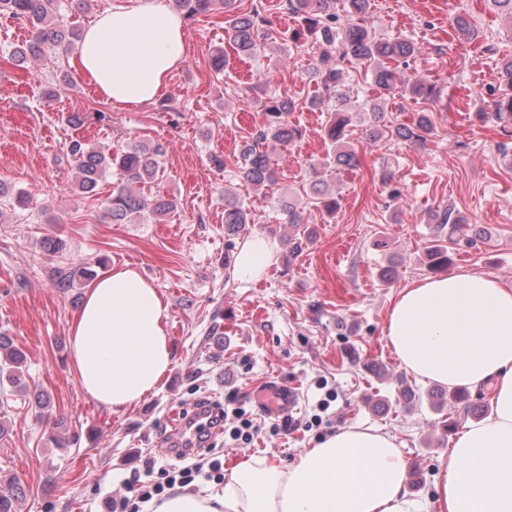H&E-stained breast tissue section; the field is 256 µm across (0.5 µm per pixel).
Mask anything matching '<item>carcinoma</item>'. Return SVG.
I'll use <instances>...</instances> for the list:
<instances>
[{"instance_id":"carcinoma-1","label":"carcinoma","mask_w":512,"mask_h":512,"mask_svg":"<svg viewBox=\"0 0 512 512\" xmlns=\"http://www.w3.org/2000/svg\"><path fill=\"white\" fill-rule=\"evenodd\" d=\"M176 10L191 18L225 8L233 0H172ZM288 12L299 17L315 39L318 50L315 73L319 76L311 104L336 103L331 119L325 127L324 143L332 151L312 164L318 176L310 185L314 207L329 214L336 212L337 200L326 189L320 179L332 170L352 168L357 165L355 149L344 147L351 123L350 113L345 111L347 101L343 63L364 66L370 76L371 86L377 98L383 99L396 93L415 101L428 100L435 96L436 89L427 83L398 84L399 62H408L417 53V44L410 38L397 36L380 38L367 25L366 14L369 0H287ZM57 0H0V15L25 21L32 27L31 39L17 46L8 63L24 62L28 58H58L68 54L72 46L81 39V30L66 19ZM266 20L256 8L230 16L228 30L231 46L240 56L254 57L261 49V41L272 38V30L265 28ZM504 85L502 94L493 103V112H481L482 119H492L501 129L512 128V58L500 63ZM295 101L290 97H272L264 103L265 123L252 134L240 156L236 158L238 175L257 189L273 185L277 172L267 152L259 145L268 140L291 143L302 137V130L288 121L294 111ZM434 133L431 114L416 112L411 124H384V112L377 103H372L367 112L365 139L377 142L382 139L423 147ZM159 143L136 142L116 153L89 146L73 140L67 147V161L74 171L75 184L84 194H94L99 182L112 176V193L106 199V212L114 224H128L135 216L149 213L158 221L174 212L177 203L160 194H145L135 185H156L162 180L164 170L159 158L163 155ZM281 211L288 223H303L304 208L294 199L280 201ZM250 213L233 199L224 200V235L235 237L242 225L249 223ZM436 235L425 252L427 266L440 271L451 263L448 243L465 232L472 231L464 217L445 210L434 215ZM94 276L88 267L73 268L63 275L59 287L68 288L75 281H88ZM22 352L7 340L0 338V384L8 383L17 391L26 390Z\"/></svg>"}]
</instances>
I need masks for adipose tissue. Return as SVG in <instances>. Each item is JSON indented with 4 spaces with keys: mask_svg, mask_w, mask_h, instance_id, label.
I'll return each instance as SVG.
<instances>
[{
    "mask_svg": "<svg viewBox=\"0 0 512 512\" xmlns=\"http://www.w3.org/2000/svg\"><path fill=\"white\" fill-rule=\"evenodd\" d=\"M185 61L183 17L163 0L99 14L70 58L116 108L157 100ZM276 254L275 242L252 236L238 251L237 276L260 278ZM384 333L401 366L422 380L489 390L491 415L454 438L430 505L408 499L393 436L368 427L328 434L290 465L250 458L223 489L178 488L149 502V512H512V286L464 270L422 279L399 292ZM69 336L77 384L113 411L157 391L172 364L168 304L132 267L97 278Z\"/></svg>",
    "mask_w": 512,
    "mask_h": 512,
    "instance_id": "ef3b65f1",
    "label": "adipose tissue"
}]
</instances>
